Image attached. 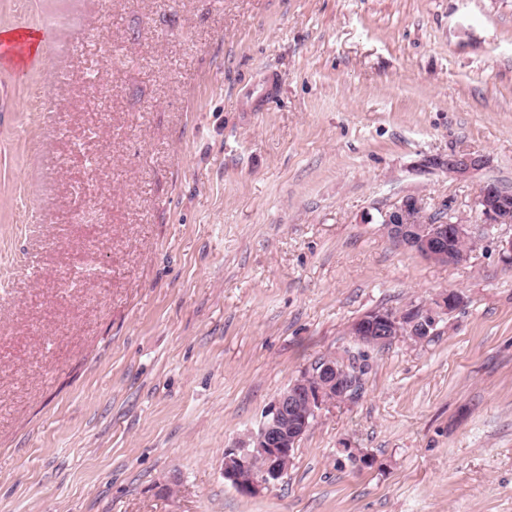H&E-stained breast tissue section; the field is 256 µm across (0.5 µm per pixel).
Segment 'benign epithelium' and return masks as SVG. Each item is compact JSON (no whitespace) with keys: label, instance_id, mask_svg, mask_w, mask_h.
<instances>
[{"label":"benign epithelium","instance_id":"1","mask_svg":"<svg viewBox=\"0 0 512 512\" xmlns=\"http://www.w3.org/2000/svg\"><path fill=\"white\" fill-rule=\"evenodd\" d=\"M482 159L472 154H452L444 163L449 172L466 176L478 170ZM477 206L486 233L502 224H512V203L508 194L492 184H484ZM445 217L436 223L420 218L421 205L415 197H405L392 210L383 214L388 234L395 242L411 248L422 256L445 263L463 260L451 247L450 241L473 235L474 226L453 219L448 206ZM461 297L456 292L439 295L433 306L420 314L402 311L395 315L375 310L359 318L352 334L371 344H383L397 336L423 340L432 335L440 315L458 306ZM319 384L311 387L295 381L270 405L257 431L226 452L224 479L244 495H254L278 482L287 472L298 444V431L307 428L311 416L328 404L347 399L348 383L343 369L332 362L320 366Z\"/></svg>","mask_w":512,"mask_h":512}]
</instances>
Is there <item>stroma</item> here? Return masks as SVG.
<instances>
[{"label": "stroma", "instance_id": "1", "mask_svg": "<svg viewBox=\"0 0 512 512\" xmlns=\"http://www.w3.org/2000/svg\"><path fill=\"white\" fill-rule=\"evenodd\" d=\"M2 31L47 40L0 64V512H512V225L448 264L382 222L512 189V0H0ZM448 291L425 341L355 344ZM359 352L278 483L225 481ZM482 165V159L472 154H452L448 155V160L443 166L448 172L458 176H466L471 172L478 170ZM358 354V358L354 357L347 365L341 363L337 366L338 360L336 363L320 365L318 385L310 387L306 383L294 381L278 395L257 432H251L246 440L225 453L227 461L225 465L224 456V479L240 493L250 496L278 482L288 470L295 447L313 425L307 428L311 415L317 416L319 410L326 405L350 398L346 396L349 382L344 381L343 369L340 367H345L354 385L348 394L358 395L362 389V377L367 372L368 364L363 363L366 361L364 354ZM359 358L362 363L358 364ZM300 429L306 430L299 439ZM258 453L264 458L265 464L261 471L253 472L250 469L251 459Z\"/></svg>", "mask_w": 512, "mask_h": 512}]
</instances>
